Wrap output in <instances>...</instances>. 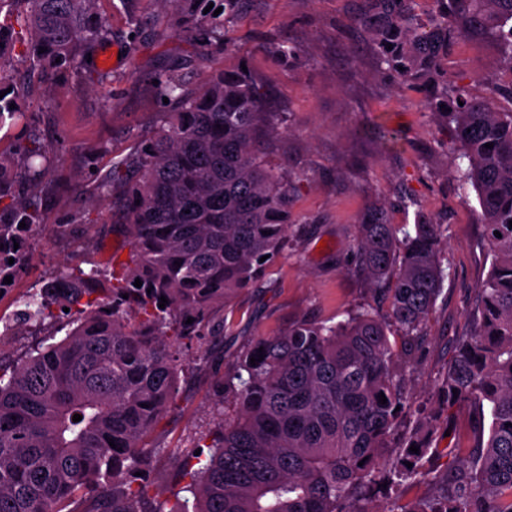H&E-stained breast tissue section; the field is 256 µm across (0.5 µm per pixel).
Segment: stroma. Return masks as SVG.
<instances>
[{"instance_id": "stroma-1", "label": "stroma", "mask_w": 512, "mask_h": 512, "mask_svg": "<svg viewBox=\"0 0 512 512\" xmlns=\"http://www.w3.org/2000/svg\"><path fill=\"white\" fill-rule=\"evenodd\" d=\"M368 0H243L224 22L223 39L210 28L191 32L172 25L161 0H138L130 22L120 0H99L112 33L104 45L117 49L110 79H68L63 88L35 87L22 107L39 121L44 138L63 142L65 160L52 180L65 190L48 194L49 224L31 242L33 265L0 293V318L17 300L36 292L63 265L90 261L121 264L129 247L120 217L96 203L87 187L91 165L108 168L129 156L136 137L151 135L161 110L154 75L186 63L207 75L247 67L277 98L284 123L275 124L265 143L267 161L290 175L293 223L290 244L266 268L256 285L238 293L219 317L226 328L214 360L195 361L178 400L162 422L163 451L150 464V477L163 506L187 482L192 462L170 455L215 423L214 404L223 401L233 419V396L221 384L240 353L254 340L285 332L297 321L336 323L372 301L369 284L355 265V226L368 209L382 208L388 223L427 220L443 225L447 243L440 257L450 269L426 324V341L412 359H401L407 405L427 404L441 415L426 467L443 470L445 449L473 444V412L468 404L447 405L437 382L457 336L473 327L476 288L490 258L481 246L474 192H462L453 168L451 134L426 112L410 86L388 78L378 66L372 38L354 16ZM291 43L300 61L284 63L268 48ZM449 74L465 77L472 94L488 91L498 75L499 57L485 39L460 42L448 55Z\"/></svg>"}]
</instances>
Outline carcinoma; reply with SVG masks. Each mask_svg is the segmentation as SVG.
Masks as SVG:
<instances>
[{"label": "carcinoma", "instance_id": "1", "mask_svg": "<svg viewBox=\"0 0 512 512\" xmlns=\"http://www.w3.org/2000/svg\"><path fill=\"white\" fill-rule=\"evenodd\" d=\"M97 2L0 0L13 18L0 23V92L9 90L0 129L28 125L20 101L31 82L17 78L12 49L23 46L21 63L51 89L70 74L86 77L88 54L110 35ZM163 2L182 29L207 22L200 0ZM413 2L370 0L360 24L379 64L421 92L452 133L458 182L479 203L491 265L474 329L457 339L438 392L490 413L491 426L466 459L431 472L421 460L441 416L430 415L400 447L394 474L433 489L406 512H512V109L497 105L512 98V0H431L425 21ZM481 37L496 40L502 77L474 96L443 61ZM157 93L169 103L154 135L94 180L98 196L118 192L125 202L128 263L66 267L0 325V336L54 318L67 327L22 358H0V512H164L144 473L148 455L166 449L148 443L194 372L186 352L207 356L204 329L217 307L255 284L260 258L288 242V179L262 152L278 112L265 84L241 69L199 81L182 68L162 75ZM63 154L34 128L12 151L0 148V290L28 270L30 241L46 228L41 196ZM444 232L389 224L379 209L362 217L356 265L387 309L360 306L331 325L302 320L251 343L224 377L236 418L172 449L198 468L184 486L191 498L170 512H369L362 501L389 479L380 452L404 407L399 354L421 344L447 276Z\"/></svg>", "mask_w": 512, "mask_h": 512}]
</instances>
